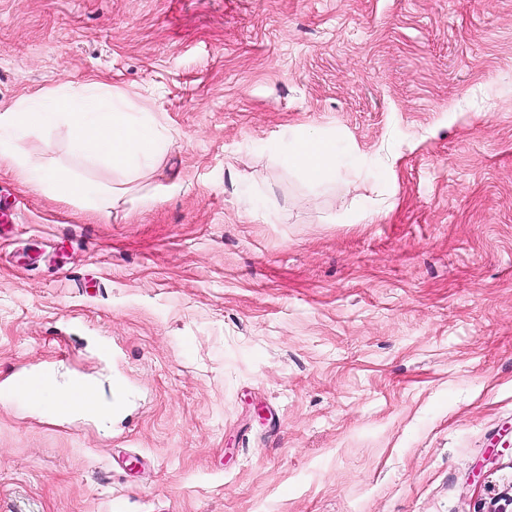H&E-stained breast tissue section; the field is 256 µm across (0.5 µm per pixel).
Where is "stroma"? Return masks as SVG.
<instances>
[{
  "label": "stroma",
  "mask_w": 512,
  "mask_h": 512,
  "mask_svg": "<svg viewBox=\"0 0 512 512\" xmlns=\"http://www.w3.org/2000/svg\"><path fill=\"white\" fill-rule=\"evenodd\" d=\"M90 76L173 143L101 216L0 166V512L512 496V0H0V103ZM292 126L359 167L308 187ZM74 383L70 380L64 386H57L55 391L36 389L29 400L35 405H54L64 411L80 410L102 421L112 418V402L103 403L91 384L82 382L81 389L75 391Z\"/></svg>",
  "instance_id": "1"
}]
</instances>
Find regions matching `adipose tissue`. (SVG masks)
Returning <instances> with one entry per match:
<instances>
[{
	"instance_id": "adipose-tissue-1",
	"label": "adipose tissue",
	"mask_w": 512,
	"mask_h": 512,
	"mask_svg": "<svg viewBox=\"0 0 512 512\" xmlns=\"http://www.w3.org/2000/svg\"><path fill=\"white\" fill-rule=\"evenodd\" d=\"M337 158L335 133L304 132L293 134L285 162L289 171L296 173L306 184L322 187L335 180ZM30 400L36 405H52L65 411L79 410L103 421L112 417L111 405L103 403L88 383L78 390L69 384L52 391L38 389Z\"/></svg>"
}]
</instances>
